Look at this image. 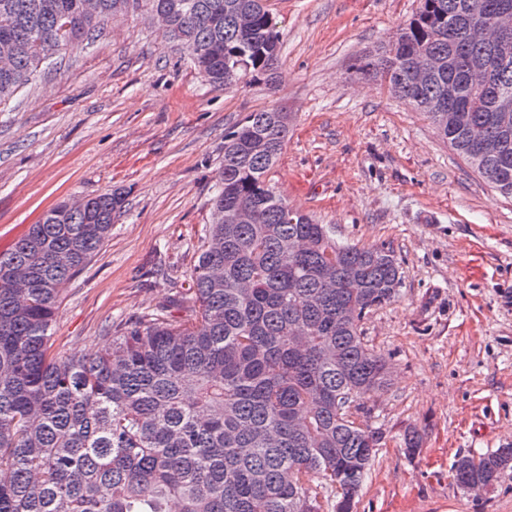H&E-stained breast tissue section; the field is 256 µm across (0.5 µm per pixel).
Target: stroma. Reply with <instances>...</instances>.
I'll return each mask as SVG.
<instances>
[{
  "instance_id": "stroma-1",
  "label": "stroma",
  "mask_w": 512,
  "mask_h": 512,
  "mask_svg": "<svg viewBox=\"0 0 512 512\" xmlns=\"http://www.w3.org/2000/svg\"><path fill=\"white\" fill-rule=\"evenodd\" d=\"M419 4L267 0L276 77L230 89L144 18L108 23L0 112V251L59 201L122 191L111 236L59 299L52 350L96 353L163 308L184 319L225 131L251 112L290 113L275 192L340 240L391 248L403 271L398 298L362 321L393 380L366 402L382 440L357 512H512V471L477 496L451 477L457 455L512 445V198L360 69Z\"/></svg>"
}]
</instances>
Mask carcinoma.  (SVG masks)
Listing matches in <instances>:
<instances>
[{"mask_svg": "<svg viewBox=\"0 0 512 512\" xmlns=\"http://www.w3.org/2000/svg\"><path fill=\"white\" fill-rule=\"evenodd\" d=\"M156 10L166 33L213 86L275 68L277 23L256 0H0V105L60 51L88 46L112 19ZM494 0H420L365 68L398 98L448 105V82L467 110L439 136L500 195L512 197V124L494 112L512 96V40L469 42L459 21ZM252 15L247 28L239 15ZM484 66L489 91L466 80ZM286 112L260 110L224 133L222 185L191 270L194 307L173 321L138 317L104 353L59 358L49 340L63 287L100 250L125 201L105 192L61 201L0 252V512H354L380 444L364 416L389 385L390 363L361 321L402 285L394 251L336 239L288 206L267 174L288 136ZM481 132L500 145L484 156ZM242 213L251 215L245 222ZM512 469V448L463 455L457 486L479 492Z\"/></svg>", "mask_w": 512, "mask_h": 512, "instance_id": "carcinoma-1", "label": "carcinoma"}]
</instances>
